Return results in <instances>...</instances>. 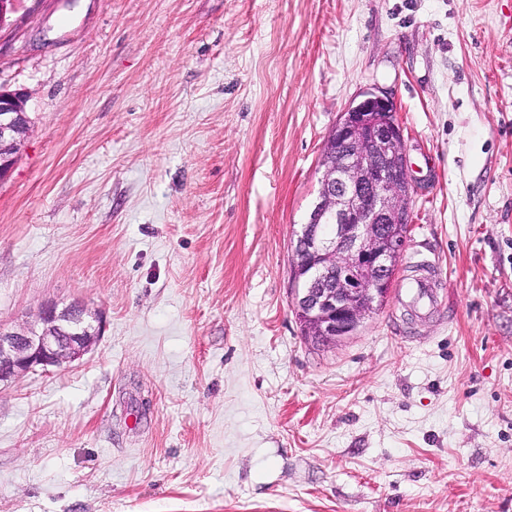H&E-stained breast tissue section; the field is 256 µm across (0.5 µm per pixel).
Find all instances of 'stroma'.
Segmentation results:
<instances>
[{
  "label": "stroma",
  "instance_id": "35a3bbf8",
  "mask_svg": "<svg viewBox=\"0 0 512 512\" xmlns=\"http://www.w3.org/2000/svg\"><path fill=\"white\" fill-rule=\"evenodd\" d=\"M0 323L104 317L0 383V512H512V0H19L0 89ZM366 91L412 177L396 292L308 342L292 298L325 141ZM27 93L0 89V181L11 173L29 130ZM411 275L399 283V298L403 303L426 315L443 314L445 305L439 301V269L436 262L418 260L411 263Z\"/></svg>",
  "mask_w": 512,
  "mask_h": 512
}]
</instances>
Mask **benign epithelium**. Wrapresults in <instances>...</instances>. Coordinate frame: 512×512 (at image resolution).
I'll return each mask as SVG.
<instances>
[{
	"label": "benign epithelium",
	"mask_w": 512,
	"mask_h": 512,
	"mask_svg": "<svg viewBox=\"0 0 512 512\" xmlns=\"http://www.w3.org/2000/svg\"><path fill=\"white\" fill-rule=\"evenodd\" d=\"M27 93L0 89V181L29 130ZM393 101L373 91L352 102L327 138L316 202L295 244L293 300L308 336L329 344L355 333L390 291L400 247L395 218L412 179ZM103 316L85 305L40 306L18 327L0 323V382L82 358L101 336Z\"/></svg>",
	"instance_id": "1"
}]
</instances>
